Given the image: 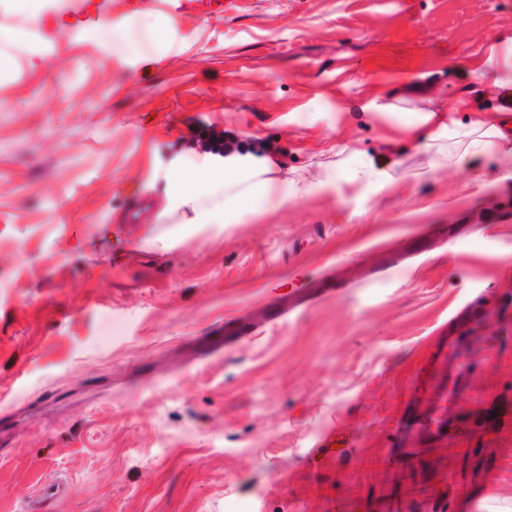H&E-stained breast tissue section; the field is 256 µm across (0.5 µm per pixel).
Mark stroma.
<instances>
[{"instance_id":"obj_1","label":"stroma","mask_w":512,"mask_h":512,"mask_svg":"<svg viewBox=\"0 0 512 512\" xmlns=\"http://www.w3.org/2000/svg\"><path fill=\"white\" fill-rule=\"evenodd\" d=\"M182 3L69 0L82 38L45 14L0 72V512L58 477L42 512H512V175L406 138L501 110L512 0ZM209 135L306 194L156 223ZM169 28H159L130 19L121 25L102 24L98 34L113 55L129 56L151 47L157 42H165L169 37Z\"/></svg>"}]
</instances>
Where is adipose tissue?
I'll return each instance as SVG.
<instances>
[{
	"label": "adipose tissue",
	"mask_w": 512,
	"mask_h": 512,
	"mask_svg": "<svg viewBox=\"0 0 512 512\" xmlns=\"http://www.w3.org/2000/svg\"><path fill=\"white\" fill-rule=\"evenodd\" d=\"M48 6V0H0V11L13 12L25 20L21 26L0 27V47L23 44L27 24L37 23ZM98 34L114 55L124 57L166 41L169 30L131 19L121 25L102 24ZM448 108L469 111L470 117L462 124L428 114L433 129L425 148L433 154V166L461 164L493 144L498 148L501 166L512 171V119L486 123L479 113L470 112L463 99L449 101ZM269 172V167L257 166L240 155L207 156L199 162L177 166L163 176V202L157 219L162 223L184 218L191 224H237L244 217L260 216L270 194H277L281 208L304 195V186L291 182L280 187Z\"/></svg>",
	"instance_id": "ef3b65f1"
}]
</instances>
